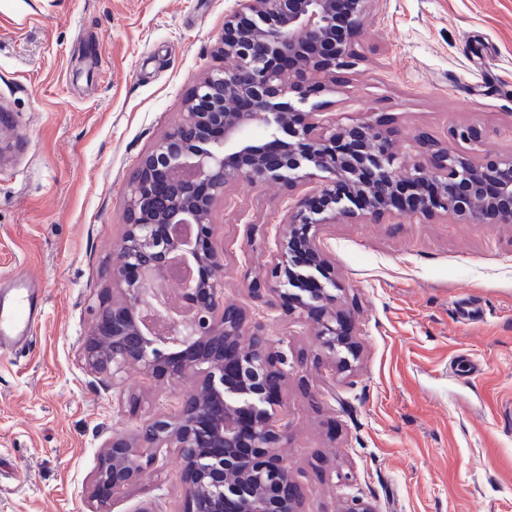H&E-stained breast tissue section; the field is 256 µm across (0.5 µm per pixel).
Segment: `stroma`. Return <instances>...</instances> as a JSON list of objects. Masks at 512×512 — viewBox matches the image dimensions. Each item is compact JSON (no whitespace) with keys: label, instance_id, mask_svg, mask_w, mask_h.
<instances>
[{"label":"stroma","instance_id":"obj_1","mask_svg":"<svg viewBox=\"0 0 512 512\" xmlns=\"http://www.w3.org/2000/svg\"><path fill=\"white\" fill-rule=\"evenodd\" d=\"M233 4L0 0V279L29 276L44 299L30 345L0 354V512H88L105 438L184 398L186 384L133 367L113 389L78 347L112 287L137 160L222 66ZM354 49L322 110L300 119L381 121L408 169L422 132L476 161L512 157V0H371ZM460 125L479 140L453 141ZM290 200L278 185L228 184L214 221L229 303L254 310L247 284L269 287ZM321 238L344 286L336 309L361 330L356 359L316 362L312 323L278 307L263 320L288 357L284 453L303 512H339L350 496L379 512H512V224L387 215ZM160 456L112 512H184L176 453Z\"/></svg>","mask_w":512,"mask_h":512}]
</instances>
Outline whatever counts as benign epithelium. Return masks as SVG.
I'll list each match as a JSON object with an SVG mask.
<instances>
[{"label": "benign epithelium", "instance_id": "7a95c632", "mask_svg": "<svg viewBox=\"0 0 512 512\" xmlns=\"http://www.w3.org/2000/svg\"><path fill=\"white\" fill-rule=\"evenodd\" d=\"M234 0L219 51L228 66L204 76L183 105L182 122L140 159L129 182L128 223L112 270V303L100 310L79 347L85 369L112 377L136 363L152 380H183L193 393L170 415L114 429L91 476L89 512H111L115 494L133 486L141 460L173 448L181 461L185 512H301L298 484L282 454L288 435L284 355L270 351L264 325L224 304V249L213 208L232 177L253 185L281 180L317 185L288 207L270 254L268 292L299 319L320 321L317 359L349 366L354 336L336 319L338 288L319 230L356 219L348 203L363 195L373 217L400 206L398 185L413 193L407 209L468 224L512 223V158L481 164L416 136L430 162L402 181L389 136L367 122L320 132L294 121L290 94L304 102L327 89L322 78L351 66L352 43L371 0ZM255 126L288 130L291 140L257 145ZM177 267L183 304L143 296ZM320 275L326 286L306 292Z\"/></svg>", "mask_w": 512, "mask_h": 512}]
</instances>
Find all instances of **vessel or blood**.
<instances>
[{
    "instance_id": "b4317fda",
    "label": "vessel or blood",
    "mask_w": 512,
    "mask_h": 512,
    "mask_svg": "<svg viewBox=\"0 0 512 512\" xmlns=\"http://www.w3.org/2000/svg\"><path fill=\"white\" fill-rule=\"evenodd\" d=\"M43 309L35 289L20 281L8 307L0 309V352L31 343L42 321Z\"/></svg>"
}]
</instances>
